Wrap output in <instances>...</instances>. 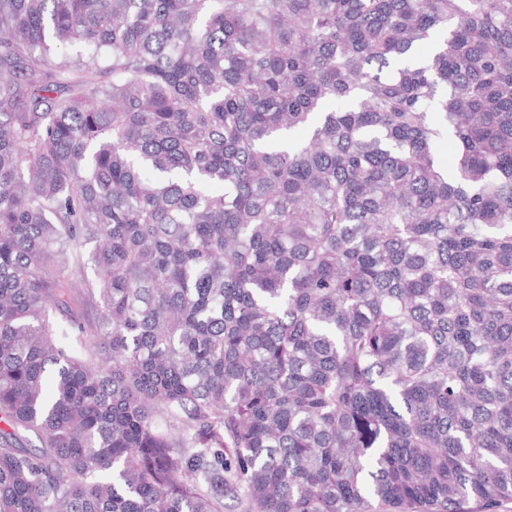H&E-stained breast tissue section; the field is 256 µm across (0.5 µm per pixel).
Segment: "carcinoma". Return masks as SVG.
I'll list each match as a JSON object with an SVG mask.
<instances>
[{
  "mask_svg": "<svg viewBox=\"0 0 512 512\" xmlns=\"http://www.w3.org/2000/svg\"><path fill=\"white\" fill-rule=\"evenodd\" d=\"M509 501L512 0H0V512Z\"/></svg>",
  "mask_w": 512,
  "mask_h": 512,
  "instance_id": "carcinoma-1",
  "label": "carcinoma"
}]
</instances>
